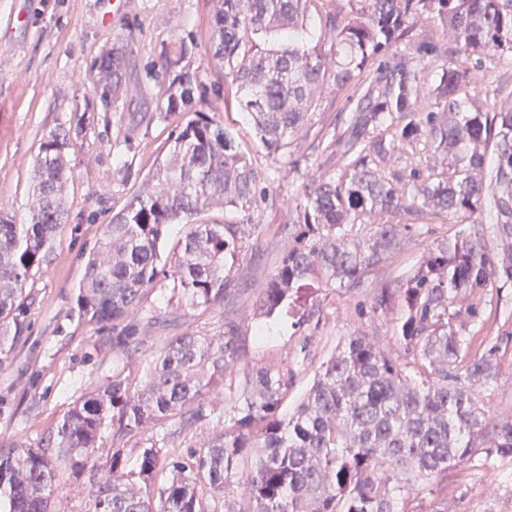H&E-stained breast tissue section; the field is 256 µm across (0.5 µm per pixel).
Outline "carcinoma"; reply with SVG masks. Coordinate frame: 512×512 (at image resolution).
I'll return each instance as SVG.
<instances>
[{
  "mask_svg": "<svg viewBox=\"0 0 512 512\" xmlns=\"http://www.w3.org/2000/svg\"><path fill=\"white\" fill-rule=\"evenodd\" d=\"M318 2L217 0L214 14L212 57L267 152L283 154L308 133L322 89H350L354 100L331 141L342 169L288 212L279 230L284 253L256 288L252 314H276L309 280L360 287L418 232L414 220L424 210L444 214L465 228L431 244L419 266L383 286L371 304L384 312L400 300L394 335L419 379L372 337L356 334L321 364L296 409L280 414L284 383L250 370L233 319L244 292L235 263L244 239L261 231L253 201L263 175L229 127L186 111L191 77L167 57L172 79L162 111L177 117L173 150L148 173L150 187L104 225L76 306L89 321L112 326V350L130 356L144 346L133 315L146 290L164 280L192 305H224V332L170 337L140 380L112 376L37 447L1 444L0 512H51L57 462L76 473L95 466L109 427L112 454L91 490L94 512H418L410 490L419 480L431 482L436 512H447V486L437 478L463 461L512 457V418L489 423L476 399L496 376L497 358L470 356L468 329L490 294L512 287V72H501L482 99L470 80L487 60L512 67V0H337L324 13ZM421 19L442 31L416 46L423 56L446 58L431 85L391 52ZM124 67L119 48L100 60L97 94L106 112L119 98ZM422 139L446 167L413 172L399 188L379 164ZM66 146L64 131L41 143L29 222L0 217V366L22 333L30 273L67 222ZM218 205L239 218L197 220ZM381 212L412 222L370 221ZM173 224L183 225L180 250L165 263L161 245ZM461 296L471 299L463 311L454 308ZM239 370L244 383L229 397L230 421L197 456L184 461L150 445L127 468V442L156 425L193 432L209 416L203 398ZM478 437L487 445H475Z\"/></svg>",
  "mask_w": 512,
  "mask_h": 512,
  "instance_id": "cac0c4a2",
  "label": "carcinoma"
}]
</instances>
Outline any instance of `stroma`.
<instances>
[{
    "label": "stroma",
    "instance_id": "35a3bbf8",
    "mask_svg": "<svg viewBox=\"0 0 512 512\" xmlns=\"http://www.w3.org/2000/svg\"><path fill=\"white\" fill-rule=\"evenodd\" d=\"M0 0V215L14 223L29 219L33 161L43 140L65 129L71 174L68 221L46 259L25 284L24 331L11 359L0 366V444L37 445L76 401L124 371H140L171 336L193 331L217 336L224 330L219 304H187L168 282L146 294L137 320L155 319L142 351L127 357L112 349L111 330L80 317L75 292L89 250L113 213L141 190L158 157L172 148L175 117L161 118L170 82L164 57L177 59L198 84L191 110L214 115L236 134L255 167L265 175L254 210L260 234L247 237L238 259V279L247 292L235 319L249 349L250 365L270 370L287 384L284 410H292L311 385L322 362L355 332L373 336L395 358L404 353L393 334L396 311L374 314L370 305L382 281L414 268L427 245L457 234L447 217L428 214L425 234L407 241L389 262L383 279L345 290L320 282L300 291L294 313L270 318L265 336L255 334L251 288L275 271L282 252L277 232L288 208L321 175L338 172L341 163L320 147L351 108L346 96L324 99L308 135L292 141L287 153L270 154L258 146L250 123L236 108L225 107L231 87L211 59V23L215 0ZM125 53L122 95L116 108L103 111L93 88L99 59L113 48ZM441 161L432 143L396 151L381 167L385 177L428 172ZM477 340L474 355L494 353L497 376L479 394L491 419L512 417V320L482 314L470 324ZM210 416L192 434L176 437L169 427L145 430L140 445L171 453L200 447L230 417L224 396L207 395ZM93 472L74 473L60 466L52 512H91L88 495ZM448 512H512V459L449 470Z\"/></svg>",
    "mask_w": 512,
    "mask_h": 512
}]
</instances>
